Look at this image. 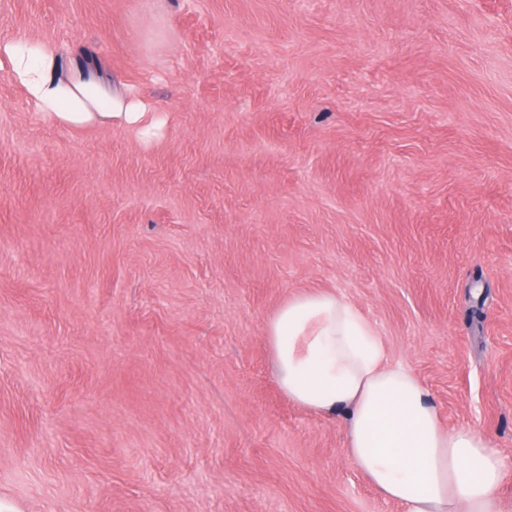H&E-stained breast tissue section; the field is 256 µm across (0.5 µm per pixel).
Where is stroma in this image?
<instances>
[{"label": "stroma", "instance_id": "stroma-1", "mask_svg": "<svg viewBox=\"0 0 512 512\" xmlns=\"http://www.w3.org/2000/svg\"><path fill=\"white\" fill-rule=\"evenodd\" d=\"M143 94L71 130L0 74V500L403 512L263 342L330 290L512 462V0H0Z\"/></svg>", "mask_w": 512, "mask_h": 512}]
</instances>
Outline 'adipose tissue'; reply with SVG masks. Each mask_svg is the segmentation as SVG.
<instances>
[{
    "label": "adipose tissue",
    "instance_id": "obj_1",
    "mask_svg": "<svg viewBox=\"0 0 512 512\" xmlns=\"http://www.w3.org/2000/svg\"><path fill=\"white\" fill-rule=\"evenodd\" d=\"M51 41H0V73L29 107L66 128L100 124L158 136L163 119L127 86L85 75L80 60L62 71ZM274 375L294 404L317 415L343 414L352 464L405 512H512L502 494L506 460L476 431H450L422 383L389 361L376 326L326 291L288 297L264 336Z\"/></svg>",
    "mask_w": 512,
    "mask_h": 512
}]
</instances>
